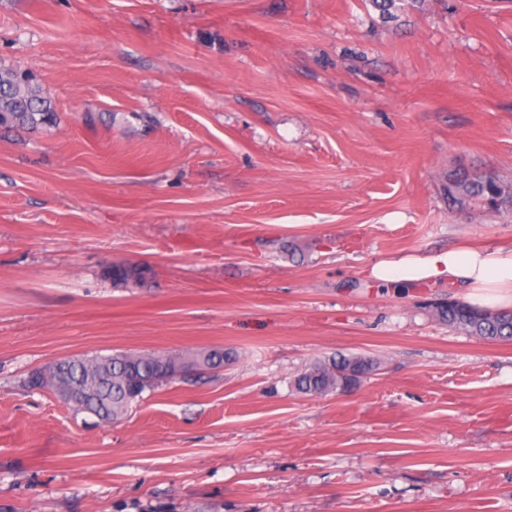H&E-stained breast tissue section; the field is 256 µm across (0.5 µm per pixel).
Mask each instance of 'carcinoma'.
I'll list each match as a JSON object with an SVG mask.
<instances>
[{"mask_svg": "<svg viewBox=\"0 0 512 512\" xmlns=\"http://www.w3.org/2000/svg\"><path fill=\"white\" fill-rule=\"evenodd\" d=\"M383 20L397 19L405 0H370ZM21 67H0V127L39 128L56 122L55 106L38 81L22 78ZM448 195L467 205L475 200L512 210V182L492 172L459 173L448 182ZM112 280L120 285L140 283L143 274L134 266L112 268ZM439 317L449 326L488 342L512 341V310L488 311L467 302L450 300L437 306ZM381 362L363 355L317 361L295 379V388L306 395H323L361 384L378 370ZM224 367V351L219 349L185 353L119 351L110 355L67 358L58 369L38 368L25 379L30 389L52 393L76 389L81 399L69 403L72 411L85 413L102 422L122 419L132 406L163 385L204 371Z\"/></svg>", "mask_w": 512, "mask_h": 512, "instance_id": "carcinoma-1", "label": "carcinoma"}]
</instances>
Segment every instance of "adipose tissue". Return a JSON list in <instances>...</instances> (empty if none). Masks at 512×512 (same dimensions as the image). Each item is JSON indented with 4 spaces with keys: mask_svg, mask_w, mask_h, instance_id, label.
Instances as JSON below:
<instances>
[{
    "mask_svg": "<svg viewBox=\"0 0 512 512\" xmlns=\"http://www.w3.org/2000/svg\"><path fill=\"white\" fill-rule=\"evenodd\" d=\"M374 280L446 281L468 289L481 307L512 305V249L460 247L427 257L385 260L371 269Z\"/></svg>",
    "mask_w": 512,
    "mask_h": 512,
    "instance_id": "1",
    "label": "adipose tissue"
}]
</instances>
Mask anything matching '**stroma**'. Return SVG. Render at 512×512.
Segmentation results:
<instances>
[{"mask_svg": "<svg viewBox=\"0 0 512 512\" xmlns=\"http://www.w3.org/2000/svg\"><path fill=\"white\" fill-rule=\"evenodd\" d=\"M0 66L57 120L0 129V512H512V342L448 282L371 267L512 246V0H0ZM147 269L113 282V265ZM219 347L121 420L55 360ZM379 358L359 387L295 376ZM447 191L461 205L481 200L496 208L512 210V182L506 183L492 172L456 174L449 180ZM381 362L363 355L317 361L295 379V388L306 395H323L360 385Z\"/></svg>", "mask_w": 512, "mask_h": 512, "instance_id": "obj_1", "label": "stroma"}]
</instances>
